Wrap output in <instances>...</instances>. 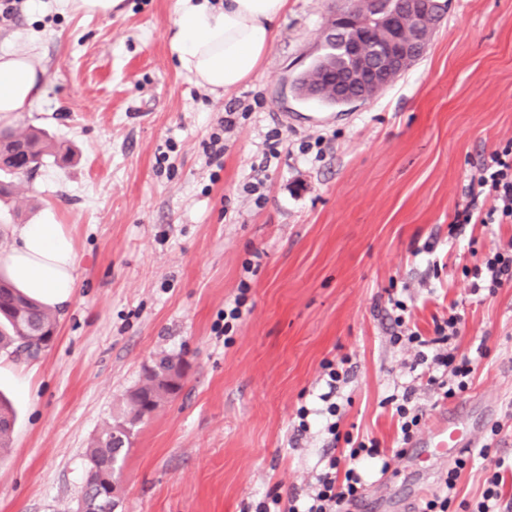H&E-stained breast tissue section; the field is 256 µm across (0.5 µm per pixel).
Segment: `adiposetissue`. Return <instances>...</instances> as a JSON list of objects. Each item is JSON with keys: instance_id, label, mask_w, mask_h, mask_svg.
I'll return each instance as SVG.
<instances>
[{"instance_id": "ef3b65f1", "label": "adipose tissue", "mask_w": 512, "mask_h": 512, "mask_svg": "<svg viewBox=\"0 0 512 512\" xmlns=\"http://www.w3.org/2000/svg\"><path fill=\"white\" fill-rule=\"evenodd\" d=\"M288 0H177L171 49L193 82L219 94L258 69ZM43 67L32 51L0 54V120L27 111L40 96ZM76 255L58 224H29L0 256V272L48 308L66 304L77 287Z\"/></svg>"}]
</instances>
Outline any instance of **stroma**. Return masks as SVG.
Wrapping results in <instances>:
<instances>
[{
  "instance_id": "obj_1",
  "label": "stroma",
  "mask_w": 512,
  "mask_h": 512,
  "mask_svg": "<svg viewBox=\"0 0 512 512\" xmlns=\"http://www.w3.org/2000/svg\"><path fill=\"white\" fill-rule=\"evenodd\" d=\"M343 3L289 0L255 74L219 96L170 50L175 0H121L107 18L24 0L0 20V53L34 49L46 71L11 131L43 130L73 154L13 179L0 251L24 225H61L78 283L47 352L0 353L16 411L0 512H75L89 442L163 353L183 358V388L136 433L116 512H252L305 493L348 435L402 449L387 397L413 389L427 423L446 404L410 372L413 349L390 340L391 293L427 337L456 304L460 354L484 356L454 402L491 458L512 457V288L470 291L482 256L512 245V224L448 236L476 164L512 138V0H448L419 59L372 99L331 108L292 81ZM228 114L224 155L208 162ZM258 176L259 206L246 189ZM243 281L228 332L224 306ZM345 355L338 436L317 418L296 435L298 408L321 406L322 362ZM363 468L366 512H399L408 471Z\"/></svg>"
}]
</instances>
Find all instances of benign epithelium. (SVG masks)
<instances>
[{
	"instance_id": "benign-epithelium-1",
	"label": "benign epithelium",
	"mask_w": 512,
	"mask_h": 512,
	"mask_svg": "<svg viewBox=\"0 0 512 512\" xmlns=\"http://www.w3.org/2000/svg\"><path fill=\"white\" fill-rule=\"evenodd\" d=\"M392 0H368L370 13L335 18L323 36L348 59L347 69L328 85L336 99L355 104L382 91L414 60L428 43L440 14L430 5L440 0H411L402 10Z\"/></svg>"
}]
</instances>
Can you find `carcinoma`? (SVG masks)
Returning a JSON list of instances; mask_svg holds the SVG:
<instances>
[{"label": "carcinoma", "instance_id": "carcinoma-1", "mask_svg": "<svg viewBox=\"0 0 512 512\" xmlns=\"http://www.w3.org/2000/svg\"><path fill=\"white\" fill-rule=\"evenodd\" d=\"M343 65L341 58L326 56L317 59L312 68L294 79L295 92L304 98L317 99L330 106L341 103L328 93L317 94L323 75ZM18 153L22 163H10L0 168L6 176L28 177L34 174L49 156L43 135L28 133L22 137L12 132H0V155ZM58 331L55 313L17 291L0 275V351L8 353L39 354L50 348L51 335ZM183 370L182 360L163 354L145 368L141 384L127 391L125 408L96 438L85 457L87 461L86 489L84 496L93 498L104 492L109 494L118 486L119 461L130 447V431L144 422L161 405L173 399L179 388L169 387L162 377L170 371ZM15 424L12 406L0 398V456L9 453L11 433Z\"/></svg>", "mask_w": 512, "mask_h": 512}]
</instances>
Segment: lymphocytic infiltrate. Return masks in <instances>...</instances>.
Listing matches in <instances>:
<instances>
[{
  "label": "lymphocytic infiltrate",
  "instance_id": "obj_1",
  "mask_svg": "<svg viewBox=\"0 0 512 512\" xmlns=\"http://www.w3.org/2000/svg\"><path fill=\"white\" fill-rule=\"evenodd\" d=\"M477 196L489 199L490 207L473 212L471 207L456 210L448 226L450 234H457L468 224H512V138L499 143L484 156L473 180ZM472 294H496L499 288L512 287V248L492 249L474 274ZM395 311L393 343H404L416 350L414 368L419 369L427 386L437 397L446 400L465 391L472 382L476 368L474 360L457 357L454 342L460 333L462 316L456 308H449L446 316L434 318L432 336H423L410 326L411 312L404 300L390 298ZM349 357L327 361L323 365L321 380L324 391L319 414L328 434H335L339 422L336 397L347 383L351 368ZM337 459H330L327 468L318 473L305 495H292L287 504L272 500L261 505L259 512H346L362 496L365 479L353 467L338 471ZM512 476V462L497 459L490 476L485 480L479 500L462 502L463 512H512V500L506 499L504 487Z\"/></svg>",
  "mask_w": 512,
  "mask_h": 512
}]
</instances>
